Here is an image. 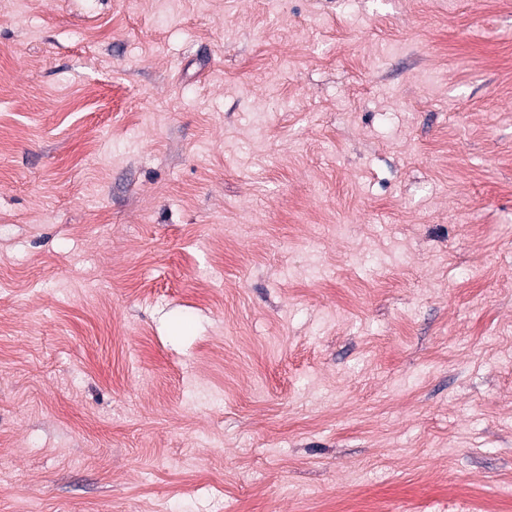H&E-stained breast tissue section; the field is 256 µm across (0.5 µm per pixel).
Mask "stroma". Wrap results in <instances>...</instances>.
I'll use <instances>...</instances> for the list:
<instances>
[{
  "label": "stroma",
  "mask_w": 512,
  "mask_h": 512,
  "mask_svg": "<svg viewBox=\"0 0 512 512\" xmlns=\"http://www.w3.org/2000/svg\"><path fill=\"white\" fill-rule=\"evenodd\" d=\"M512 512V0H0V512Z\"/></svg>",
  "instance_id": "stroma-1"
}]
</instances>
